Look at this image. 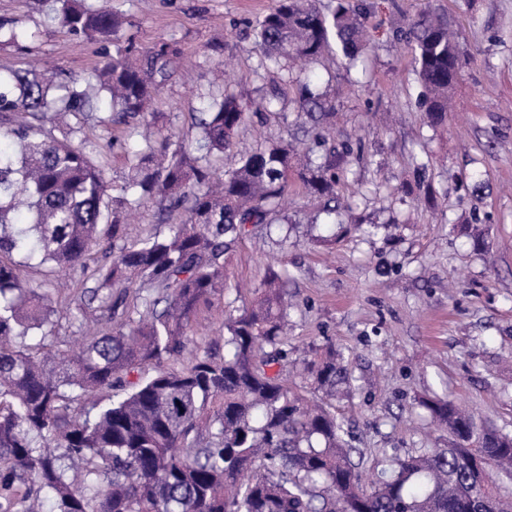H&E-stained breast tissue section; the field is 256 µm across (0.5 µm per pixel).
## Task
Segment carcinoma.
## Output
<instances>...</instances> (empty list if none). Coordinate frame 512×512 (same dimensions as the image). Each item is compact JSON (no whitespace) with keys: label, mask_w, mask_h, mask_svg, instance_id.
<instances>
[{"label":"carcinoma","mask_w":512,"mask_h":512,"mask_svg":"<svg viewBox=\"0 0 512 512\" xmlns=\"http://www.w3.org/2000/svg\"><path fill=\"white\" fill-rule=\"evenodd\" d=\"M55 20L80 41L118 37L122 20L94 0H55ZM362 12L317 0H277L256 25L263 59L275 66L318 60L330 42L360 52ZM445 19L409 30L431 124L446 119L448 93L465 61ZM133 49L94 73L104 96L77 81L50 85L35 71L0 74V512H470L473 490L490 512H512V434L448 399L424 402L446 448L404 458L378 449L383 468L368 484L359 449L346 439L332 400L351 386L344 358L329 347L303 361L321 401L312 403L269 369L288 361V269L252 289L245 308L225 311L224 353L205 351L175 368L202 308L224 300V255L247 226L275 227L288 188V130L265 148L238 152L218 169L212 155L234 146L249 118L232 92L198 117L190 147L156 129L130 153L122 194L109 193L96 145L74 128L51 126L86 109L99 122L154 128L151 103L168 77L169 47L140 59ZM346 144L322 155L306 180L334 196ZM161 206L164 235L129 239L125 216ZM102 262L90 266L94 255ZM36 260L56 271H91L63 296L97 330L79 350L27 345L51 335L55 310L45 284L27 277ZM489 457L473 484L468 459Z\"/></svg>","instance_id":"carcinoma-1"}]
</instances>
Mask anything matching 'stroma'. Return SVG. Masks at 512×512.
Listing matches in <instances>:
<instances>
[{"label":"stroma","mask_w":512,"mask_h":512,"mask_svg":"<svg viewBox=\"0 0 512 512\" xmlns=\"http://www.w3.org/2000/svg\"><path fill=\"white\" fill-rule=\"evenodd\" d=\"M348 2L368 7L358 66L333 50L291 76L263 65L254 47L256 22L275 0H112L120 37L92 43L59 28L50 0H0V19L26 35L19 45L0 42V70L81 79L127 47L144 53L166 43L175 57L154 110L159 126L186 142L198 136L195 115L228 89L247 106L277 97L273 112L240 130L244 145H269L286 122L297 140L314 128L327 146L352 145L336 184L341 220L387 224L391 235L334 232L298 154L280 207L288 241L250 228L225 256L224 303L241 307L236 284L289 269L288 362L329 345L343 352L355 385L336 415L363 454L365 479L379 449L404 458L447 447L425 399H454L512 433V0ZM426 13L449 19L468 53L437 127L420 105L408 36ZM305 84L331 107L316 124L300 110ZM81 134L102 145L106 176L121 189L138 143L132 126L91 117ZM314 220L335 244L311 241Z\"/></svg>","instance_id":"stroma-1"}]
</instances>
